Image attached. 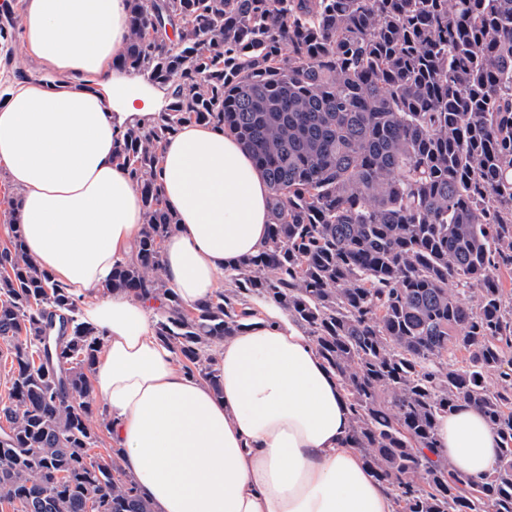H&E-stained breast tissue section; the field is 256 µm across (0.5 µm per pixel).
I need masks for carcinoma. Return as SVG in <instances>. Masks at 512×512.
I'll use <instances>...</instances> for the list:
<instances>
[{"instance_id": "cac0c4a2", "label": "carcinoma", "mask_w": 512, "mask_h": 512, "mask_svg": "<svg viewBox=\"0 0 512 512\" xmlns=\"http://www.w3.org/2000/svg\"><path fill=\"white\" fill-rule=\"evenodd\" d=\"M127 2L122 68L169 103L117 137L145 222L103 291L161 300L157 338L217 393L218 344L253 297L272 299L339 376L350 442L396 512H512V290L496 278L512 272V0ZM187 122L233 133L271 187L265 248L191 307L162 276L177 220L155 181L161 144ZM0 339V503L156 512L118 452L90 454L107 426L88 376L102 342L17 229L0 250ZM462 403L500 441L483 477L436 445L437 420Z\"/></svg>"}]
</instances>
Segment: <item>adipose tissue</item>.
Wrapping results in <instances>:
<instances>
[{"label": "adipose tissue", "mask_w": 512, "mask_h": 512, "mask_svg": "<svg viewBox=\"0 0 512 512\" xmlns=\"http://www.w3.org/2000/svg\"><path fill=\"white\" fill-rule=\"evenodd\" d=\"M21 29L55 79L16 84L0 101V164L20 192L27 255L103 342L93 394L140 491L157 512H395L348 443L338 378L277 303L255 301L247 328L220 343L216 391L157 339L147 302L100 296L144 227L137 185L113 157L116 135L149 121L137 108L147 89L118 67L127 3L23 0ZM156 177L178 219L163 276L191 306L264 247L270 189L236 137L206 123L164 142ZM436 439L460 472L480 477L496 464L498 438L474 406L440 418Z\"/></svg>", "instance_id": "1"}]
</instances>
